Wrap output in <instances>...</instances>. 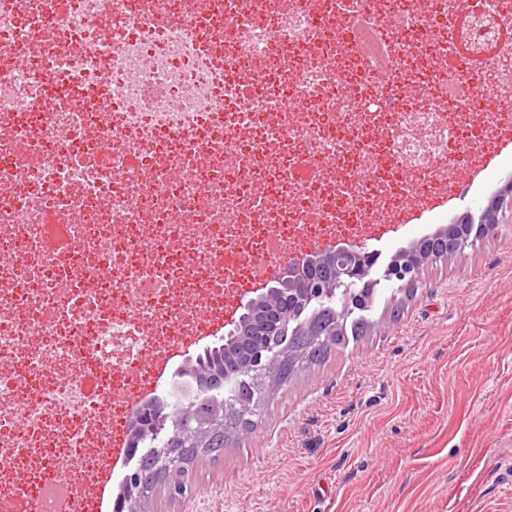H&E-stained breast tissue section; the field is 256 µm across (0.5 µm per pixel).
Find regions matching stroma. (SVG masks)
<instances>
[{"label": "stroma", "mask_w": 512, "mask_h": 512, "mask_svg": "<svg viewBox=\"0 0 512 512\" xmlns=\"http://www.w3.org/2000/svg\"><path fill=\"white\" fill-rule=\"evenodd\" d=\"M512 185L485 168L446 209L377 225L380 265ZM373 331L266 400L248 438L146 512H512V223L423 269L409 298L381 282Z\"/></svg>", "instance_id": "35a3bbf8"}]
</instances>
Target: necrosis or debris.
<instances>
[{
    "mask_svg": "<svg viewBox=\"0 0 512 512\" xmlns=\"http://www.w3.org/2000/svg\"><path fill=\"white\" fill-rule=\"evenodd\" d=\"M508 107L512 0H0V512H81L146 356Z\"/></svg>",
    "mask_w": 512,
    "mask_h": 512,
    "instance_id": "obj_1",
    "label": "necrosis or debris"
}]
</instances>
